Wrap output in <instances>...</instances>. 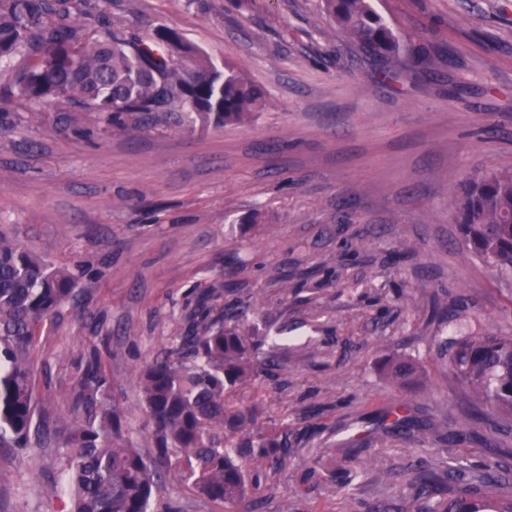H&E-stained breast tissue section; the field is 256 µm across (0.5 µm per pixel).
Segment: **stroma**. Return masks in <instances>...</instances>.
Masks as SVG:
<instances>
[{"mask_svg":"<svg viewBox=\"0 0 512 512\" xmlns=\"http://www.w3.org/2000/svg\"><path fill=\"white\" fill-rule=\"evenodd\" d=\"M404 47L443 46L438 72L392 77L339 36L320 0H112L140 32L176 30L261 85L250 122L189 130L179 115L130 134L90 112L30 108L0 126V229L88 286L43 333L50 422L69 416L90 346L112 354L125 435L154 452L140 371L183 335L202 297L288 360L229 397L256 426L288 424L290 467L269 512H373L426 455L478 465L505 434L473 420L436 358L444 324L512 332V280L462 242L452 215L478 170L512 169V0H371ZM422 359L411 391L388 377ZM405 396L424 445L382 432ZM365 474H329L351 454ZM324 468L300 491L297 470ZM57 447L0 448V512H60ZM150 512H214L167 478Z\"/></svg>","mask_w":512,"mask_h":512,"instance_id":"1","label":"stroma"}]
</instances>
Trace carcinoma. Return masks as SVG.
<instances>
[{
	"instance_id": "obj_1",
	"label": "carcinoma",
	"mask_w": 512,
	"mask_h": 512,
	"mask_svg": "<svg viewBox=\"0 0 512 512\" xmlns=\"http://www.w3.org/2000/svg\"><path fill=\"white\" fill-rule=\"evenodd\" d=\"M346 41L376 60L404 64L399 35L369 0H322ZM112 0H0V118L27 103L79 108L137 132L144 121L184 112L203 129L249 120L264 100L260 86L221 69L174 30L142 35L112 17ZM464 244L512 278V171L467 179L455 203ZM80 278L32 252L19 235L0 231V448L48 442V410L38 398L34 364L42 331L76 296ZM441 354L448 371L493 427L512 425V334L477 336L453 328ZM246 344L224 328V313L206 312L191 335L168 348L139 376L153 426L155 455L124 439L122 414L111 403L112 376L97 348L73 386L77 405L60 423L62 512H148L162 476L175 467L197 497L262 512V483L288 471V424L243 432L248 416L231 413L226 391L272 375L287 353ZM417 363L398 359L390 378L410 384ZM410 401L387 405L386 433L409 434ZM409 512H512V469L497 462L465 475L438 459L421 465L406 485Z\"/></svg>"
}]
</instances>
